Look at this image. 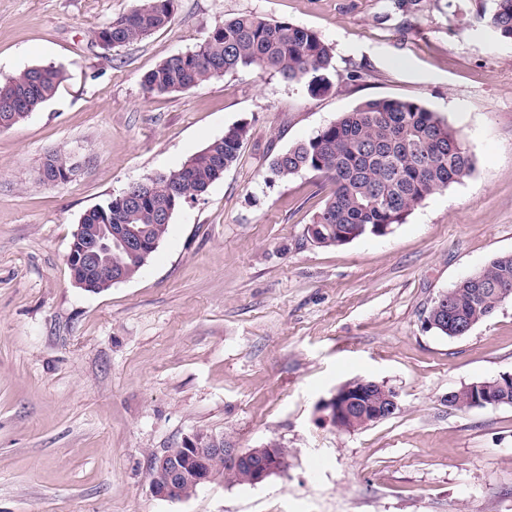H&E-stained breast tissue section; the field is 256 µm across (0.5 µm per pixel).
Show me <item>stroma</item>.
Here are the masks:
<instances>
[{
    "label": "stroma",
    "instance_id": "obj_1",
    "mask_svg": "<svg viewBox=\"0 0 512 512\" xmlns=\"http://www.w3.org/2000/svg\"><path fill=\"white\" fill-rule=\"evenodd\" d=\"M138 0H0V79L54 64L57 94L0 131V512H512V405L458 411L449 391L512 372V300L465 336L426 329L439 293L512 253V42L491 0H177L148 38L101 48ZM256 13L315 31L332 87L245 68L187 91L143 75ZM362 80L348 78L354 66ZM421 101L460 133L471 176L383 236L319 247L329 197L272 159L365 100ZM246 124L238 160L177 210L135 279L92 293L66 264L83 214ZM70 154L60 183L46 155ZM365 378L399 408L341 431L325 403ZM204 431L274 441L287 471L150 491L152 453ZM491 9L480 15V20L493 29L501 39L512 41V0H492Z\"/></svg>",
    "mask_w": 512,
    "mask_h": 512
}]
</instances>
